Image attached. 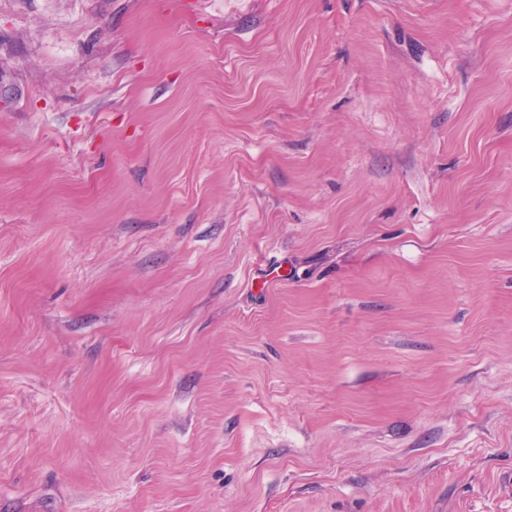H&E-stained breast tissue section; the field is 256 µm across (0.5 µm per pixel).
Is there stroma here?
<instances>
[{
    "label": "stroma",
    "mask_w": 512,
    "mask_h": 512,
    "mask_svg": "<svg viewBox=\"0 0 512 512\" xmlns=\"http://www.w3.org/2000/svg\"><path fill=\"white\" fill-rule=\"evenodd\" d=\"M0 512H512V0H0Z\"/></svg>",
    "instance_id": "35a3bbf8"
}]
</instances>
